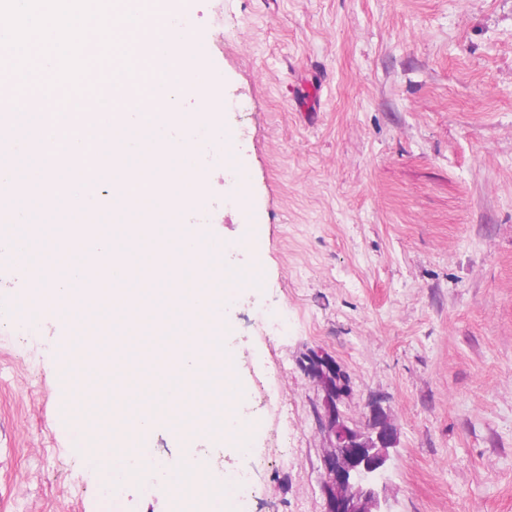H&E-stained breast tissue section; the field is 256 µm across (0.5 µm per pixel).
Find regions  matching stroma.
<instances>
[{
  "mask_svg": "<svg viewBox=\"0 0 512 512\" xmlns=\"http://www.w3.org/2000/svg\"><path fill=\"white\" fill-rule=\"evenodd\" d=\"M222 77L249 179L209 165L208 238L225 269L262 267L224 304L225 350L258 426L250 512H326L324 394L302 365L348 373L340 410L398 431L385 512H512V0H173ZM286 330L267 336V308ZM63 322H0V512H92L73 454L77 355ZM286 366L260 396L253 370ZM173 464L224 443L160 422Z\"/></svg>",
  "mask_w": 512,
  "mask_h": 512,
  "instance_id": "stroma-1",
  "label": "stroma"
}]
</instances>
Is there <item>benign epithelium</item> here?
Wrapping results in <instances>:
<instances>
[{"label":"benign epithelium","mask_w":512,"mask_h":512,"mask_svg":"<svg viewBox=\"0 0 512 512\" xmlns=\"http://www.w3.org/2000/svg\"><path fill=\"white\" fill-rule=\"evenodd\" d=\"M306 370L324 393V427L332 448L326 458V512H380L374 481L389 460L388 448L397 443V433L385 411L375 408L371 431L349 427L339 404L350 392L346 372L328 354L313 351Z\"/></svg>","instance_id":"7a95c632"}]
</instances>
